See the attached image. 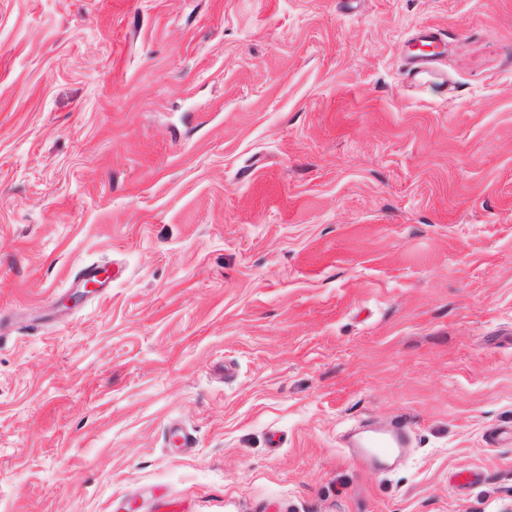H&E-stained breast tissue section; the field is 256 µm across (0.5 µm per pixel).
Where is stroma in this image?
Segmentation results:
<instances>
[{
    "instance_id": "obj_1",
    "label": "stroma",
    "mask_w": 512,
    "mask_h": 512,
    "mask_svg": "<svg viewBox=\"0 0 512 512\" xmlns=\"http://www.w3.org/2000/svg\"><path fill=\"white\" fill-rule=\"evenodd\" d=\"M511 507L512 0H0V512ZM409 56L406 58L407 68L405 80L418 85L428 82H446L445 75L439 70L440 47L443 44L442 33L434 25H424L409 39ZM402 425L395 423L387 432L374 436L364 445L363 455L371 458L391 457L396 448H401Z\"/></svg>"
}]
</instances>
